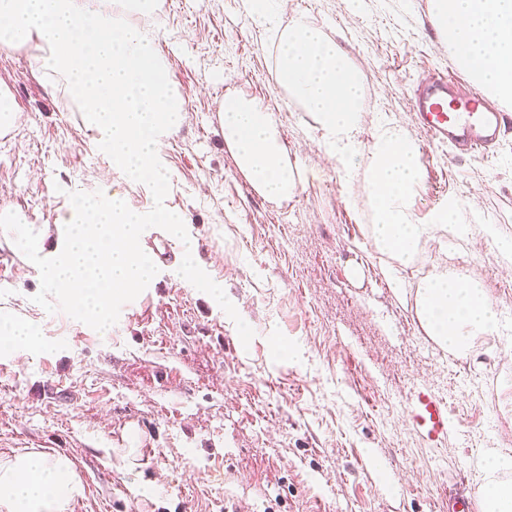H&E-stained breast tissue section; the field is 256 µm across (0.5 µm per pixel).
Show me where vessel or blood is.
Returning <instances> with one entry per match:
<instances>
[{
  "label": "vessel or blood",
  "instance_id": "1",
  "mask_svg": "<svg viewBox=\"0 0 512 512\" xmlns=\"http://www.w3.org/2000/svg\"><path fill=\"white\" fill-rule=\"evenodd\" d=\"M415 112L432 143L452 144L459 153L486 157L512 114L473 90L456 73L432 74L413 100ZM407 414L430 448L446 447L453 432L448 404L426 388L413 387Z\"/></svg>",
  "mask_w": 512,
  "mask_h": 512
}]
</instances>
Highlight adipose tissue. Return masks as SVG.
<instances>
[{
    "instance_id": "1",
    "label": "adipose tissue",
    "mask_w": 512,
    "mask_h": 512,
    "mask_svg": "<svg viewBox=\"0 0 512 512\" xmlns=\"http://www.w3.org/2000/svg\"><path fill=\"white\" fill-rule=\"evenodd\" d=\"M431 13L457 62L482 94L512 104V0H430ZM278 77L318 119L325 153L353 163L354 134L363 118L360 77L336 42L320 27L300 22L278 45ZM224 140L241 169L269 200L294 194L301 180L283 154V132L256 103L228 98L220 115ZM373 219L371 237L380 251L412 262L432 225L413 223L408 201L421 179L413 143L396 127L379 125L369 148ZM420 320L448 353H465L475 338L497 333L500 314L480 285L460 273L439 270L416 289ZM476 494L483 512H512V481L499 472L512 456L489 450ZM82 493L68 457L37 450L0 458V512H71Z\"/></svg>"
}]
</instances>
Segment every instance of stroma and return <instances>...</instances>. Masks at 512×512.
Masks as SVG:
<instances>
[{"mask_svg":"<svg viewBox=\"0 0 512 512\" xmlns=\"http://www.w3.org/2000/svg\"><path fill=\"white\" fill-rule=\"evenodd\" d=\"M239 0H160L129 15L157 33L184 120L160 158L189 243L169 252L134 316L105 332L33 303L39 272L0 236V304L45 331L43 344L0 352V457L68 456L83 484L73 512H448L474 494L480 455L512 453V130L492 158L429 144L411 90L456 69L426 30L429 0H283L275 30L250 26ZM319 26L363 81L361 149L351 167L322 158L323 132L279 81L278 44L295 22ZM35 49L0 45V78L18 119L0 136V214L54 224L72 191L150 189L113 170L79 107L50 94ZM228 97L271 112L302 176L282 201L261 195L224 141ZM418 150L411 219L448 205L462 237L434 227L412 263L379 251L369 226L368 148L379 124ZM217 282L254 330L178 273L184 254ZM447 267L479 282L500 333L448 354L422 327L419 282ZM422 385L446 400L457 432L426 447L407 419Z\"/></svg>","mask_w":512,"mask_h":512,"instance_id":"35a3bbf8","label":"stroma"}]
</instances>
